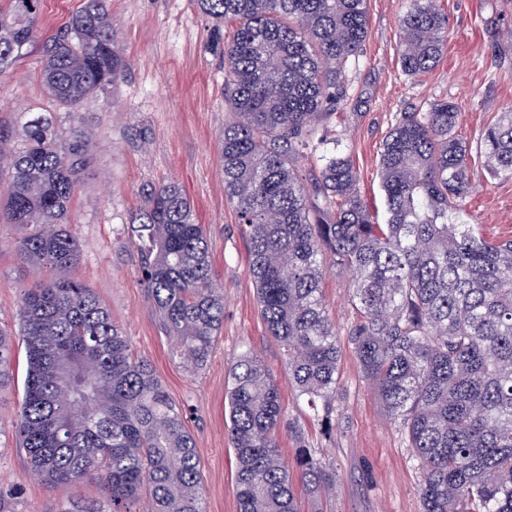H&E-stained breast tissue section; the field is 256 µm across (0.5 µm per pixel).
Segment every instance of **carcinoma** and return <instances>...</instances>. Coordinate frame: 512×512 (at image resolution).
<instances>
[{
    "label": "carcinoma",
    "mask_w": 512,
    "mask_h": 512,
    "mask_svg": "<svg viewBox=\"0 0 512 512\" xmlns=\"http://www.w3.org/2000/svg\"><path fill=\"white\" fill-rule=\"evenodd\" d=\"M41 0H0V76L14 72ZM233 26L224 42L220 140L224 193L243 228L261 317L284 346L288 380L320 425L336 420L340 346L323 299V260L352 273L359 319L350 343L419 474L421 512H512V240L491 241L465 221L469 149L448 101L403 112L380 151L388 220L378 224L348 156L304 182L294 159L344 97L340 81L367 34V0H193ZM399 64L429 71L448 41L436 0H407ZM127 65L112 0H86L45 46L40 81L51 106L21 133L0 122L11 170L0 218L22 236L36 280L19 308L27 377L15 437L35 475L52 485L102 483L107 497L58 512H123L143 496L150 512H206L192 435L151 363L130 351L93 289L71 276L79 244L66 229L86 166L82 132L64 139L55 108L76 111ZM488 170L512 178V113L479 143ZM130 220L142 284L173 356L200 369L224 325L203 225L174 182L143 190ZM13 338L0 332V387ZM227 431L237 461L239 512H298L279 433L291 429L276 378L251 350L233 363ZM294 468L317 497L336 467L299 439Z\"/></svg>",
    "instance_id": "carcinoma-1"
}]
</instances>
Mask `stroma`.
I'll return each mask as SVG.
<instances>
[{
	"mask_svg": "<svg viewBox=\"0 0 512 512\" xmlns=\"http://www.w3.org/2000/svg\"><path fill=\"white\" fill-rule=\"evenodd\" d=\"M450 36L442 59L410 76L399 65V19L406 0H367V37L343 76L345 98L324 118L297 166L315 181L321 158L350 157L361 196L377 223L387 219L379 180L380 146L404 112H424L439 100L456 103L459 133L476 143L512 112V0H437ZM85 0H42L39 39L14 73L0 77V119L19 122L47 96L39 80L43 42ZM112 18L129 66L107 94L85 100L78 112L59 110L62 134L86 133L89 163L70 204L68 229L81 245L73 276L93 288L124 330L136 357L151 361L169 396L184 410L193 436L206 512H238L237 462L224 424V400L234 358L255 352L280 385L288 420L336 467L329 500L298 488L302 512H420L418 473L406 442L391 423L360 369L349 342L358 314L349 295L352 275L325 260L324 300L341 348L336 421L324 436L306 401L288 381L281 345L269 335L248 273V253L233 203L224 194L220 139L233 116L224 110V61L213 42L214 22L192 0H112ZM468 209L487 237L512 239V179L492 176L479 151L468 158ZM177 183L204 225L214 282L224 290V325L208 364L193 371L168 352V339L140 281L128 232L131 213L149 183ZM20 231L0 221V329L17 332L19 307L33 284L18 251ZM23 343L14 346L13 379L0 388V486L15 489V512H56L66 500H100L99 483L49 486L34 475L11 433L26 377Z\"/></svg>",
	"mask_w": 512,
	"mask_h": 512,
	"instance_id": "35a3bbf8",
	"label": "stroma"
}]
</instances>
